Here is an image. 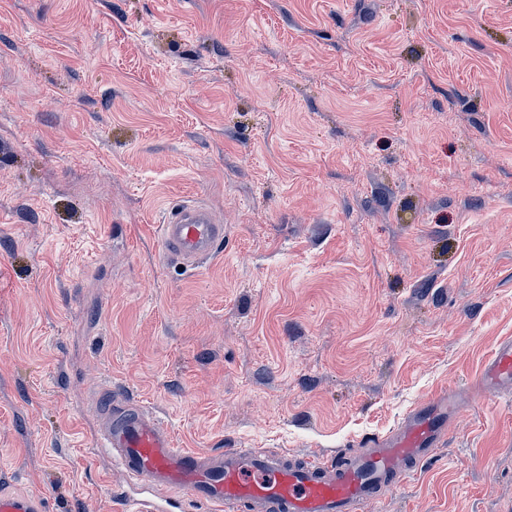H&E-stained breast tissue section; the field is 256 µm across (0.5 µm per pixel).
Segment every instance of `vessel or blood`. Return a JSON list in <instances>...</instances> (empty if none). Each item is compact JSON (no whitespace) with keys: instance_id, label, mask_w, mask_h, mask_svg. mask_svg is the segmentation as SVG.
I'll list each match as a JSON object with an SVG mask.
<instances>
[{"instance_id":"vessel-or-blood-1","label":"vessel or blood","mask_w":512,"mask_h":512,"mask_svg":"<svg viewBox=\"0 0 512 512\" xmlns=\"http://www.w3.org/2000/svg\"><path fill=\"white\" fill-rule=\"evenodd\" d=\"M168 260L196 267L224 240V226L203 203L171 206L160 226ZM495 394L512 389V340L503 341L477 379ZM93 447L123 477L122 512H366L444 444L464 404L445 387L413 408L389 434L360 440L326 461L260 448L204 451L177 447L166 424L125 395L104 388ZM0 512H43L39 496L0 490Z\"/></svg>"}]
</instances>
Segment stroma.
<instances>
[{
    "label": "stroma",
    "mask_w": 512,
    "mask_h": 512,
    "mask_svg": "<svg viewBox=\"0 0 512 512\" xmlns=\"http://www.w3.org/2000/svg\"><path fill=\"white\" fill-rule=\"evenodd\" d=\"M224 226L163 260L168 204ZM512 339V0H0V489L113 512L178 447L328 458ZM369 512H512V400Z\"/></svg>",
    "instance_id": "stroma-1"
}]
</instances>
